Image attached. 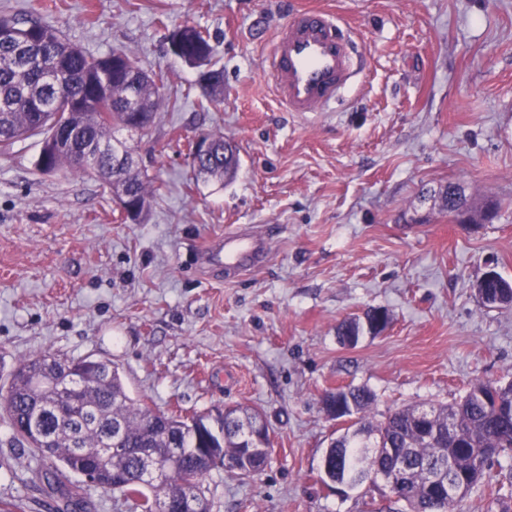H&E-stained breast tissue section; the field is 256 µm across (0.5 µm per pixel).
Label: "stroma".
<instances>
[{
  "label": "stroma",
  "instance_id": "obj_1",
  "mask_svg": "<svg viewBox=\"0 0 512 512\" xmlns=\"http://www.w3.org/2000/svg\"><path fill=\"white\" fill-rule=\"evenodd\" d=\"M295 6L352 30L364 76L341 105L278 102L265 60ZM0 16L52 24L87 52L123 49L162 73L165 104L135 149L163 184L146 219L84 175H42L39 137L0 155V389L48 351L117 367L131 397L167 414L263 412L271 461L255 479L211 473L212 512H388V496H341L319 480L342 424L325 390L375 394V420L453 404L472 382L512 379V307H483L488 270L512 280V0H0ZM190 21L224 68V103L167 49ZM232 141L226 184L195 179L189 145ZM463 183L499 203L489 224L450 223L423 190ZM244 226L269 238L264 266L230 282L197 251ZM369 307L389 326L341 344ZM63 512L29 449L0 419V507Z\"/></svg>",
  "mask_w": 512,
  "mask_h": 512
}]
</instances>
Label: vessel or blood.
<instances>
[{"label": "vessel or blood", "mask_w": 512, "mask_h": 512, "mask_svg": "<svg viewBox=\"0 0 512 512\" xmlns=\"http://www.w3.org/2000/svg\"><path fill=\"white\" fill-rule=\"evenodd\" d=\"M266 69L289 112H318L339 99L348 80L361 70L348 30L327 10L295 12L277 32ZM262 237L230 230L204 248L211 267L232 279L260 267L267 256Z\"/></svg>", "instance_id": "b4317fda"}]
</instances>
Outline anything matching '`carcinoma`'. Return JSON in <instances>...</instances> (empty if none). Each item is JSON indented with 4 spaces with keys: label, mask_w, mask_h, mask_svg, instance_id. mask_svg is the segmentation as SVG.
I'll return each instance as SVG.
<instances>
[{
    "label": "carcinoma",
    "mask_w": 512,
    "mask_h": 512,
    "mask_svg": "<svg viewBox=\"0 0 512 512\" xmlns=\"http://www.w3.org/2000/svg\"><path fill=\"white\" fill-rule=\"evenodd\" d=\"M176 55L199 70L198 83L207 102L224 103V69L213 62L209 39L195 26H176L168 37ZM137 59L122 50L95 56L64 39L39 20L22 25L0 18V151L19 139L42 136L36 163L43 174H85L101 181L117 197L134 194L147 211L155 194L147 174L133 159L128 141L116 133L131 131L133 113L155 115L164 104L162 74L133 69ZM214 152L191 163L195 178L228 181L239 166L236 147L221 135L207 133ZM119 144L130 156L125 177L112 181V147ZM429 196L455 221L467 214L469 223L483 221L484 205L472 201L460 182H450ZM487 308L512 306V281L502 275L485 283ZM389 313L370 308L343 321L337 334L344 342L364 333L380 334ZM343 414L352 418L344 433L324 452L328 470L323 483L339 479L348 490L363 488L370 472L398 473L403 484L391 512H458L469 494L489 485L492 465L512 456V380L477 381L451 405L430 404L427 417L415 416L418 406H404L382 421L370 416L372 391L364 386L341 392ZM0 417L14 438L32 448L44 468L43 477L57 487L68 512H83L80 487L60 484L57 474L96 472L91 486L118 493L137 512H160L161 504L177 493L208 499L211 470L202 452L222 447L230 460L251 432L244 423L260 417L246 407L224 408L220 433L206 426V417L166 415L132 398L117 368L88 358H61L50 352L23 358L8 390L0 393ZM453 435H448V428ZM181 449L160 481L141 463L151 448ZM121 454L109 452L111 447ZM448 463L461 495L450 496L430 485L424 466ZM497 512H512V468L506 482L489 492Z\"/></svg>",
    "instance_id": "1"
}]
</instances>
